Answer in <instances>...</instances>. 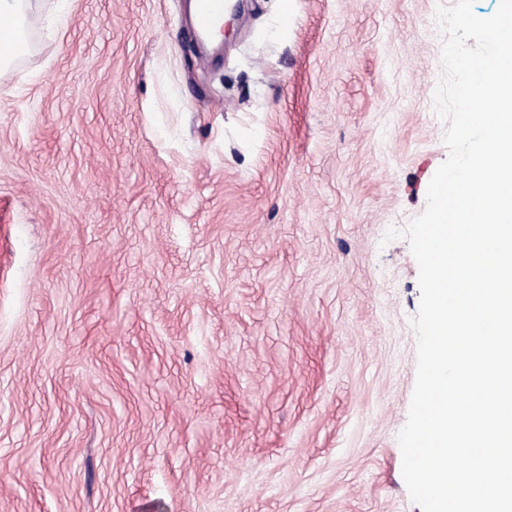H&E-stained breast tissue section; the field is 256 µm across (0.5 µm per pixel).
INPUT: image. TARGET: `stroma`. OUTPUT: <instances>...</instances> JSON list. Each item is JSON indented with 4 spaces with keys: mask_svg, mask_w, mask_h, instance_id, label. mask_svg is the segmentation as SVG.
Segmentation results:
<instances>
[{
    "mask_svg": "<svg viewBox=\"0 0 512 512\" xmlns=\"http://www.w3.org/2000/svg\"><path fill=\"white\" fill-rule=\"evenodd\" d=\"M32 0L0 70V512H421L397 436L455 0ZM289 25H282V16ZM229 0H196L193 14V33L209 34L224 22Z\"/></svg>",
    "mask_w": 512,
    "mask_h": 512,
    "instance_id": "stroma-1",
    "label": "stroma"
}]
</instances>
